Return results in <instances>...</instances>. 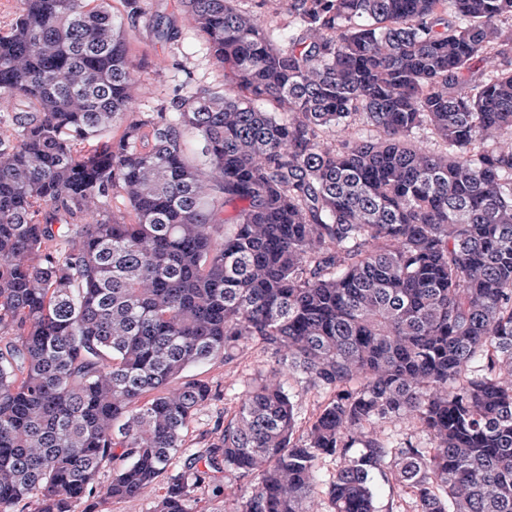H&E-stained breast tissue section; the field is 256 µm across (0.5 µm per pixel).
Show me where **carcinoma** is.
Here are the masks:
<instances>
[{
  "label": "carcinoma",
  "mask_w": 512,
  "mask_h": 512,
  "mask_svg": "<svg viewBox=\"0 0 512 512\" xmlns=\"http://www.w3.org/2000/svg\"><path fill=\"white\" fill-rule=\"evenodd\" d=\"M118 2L0 32V512H213L227 472L237 512H321L327 457L326 512L388 473L415 512H512V0H266L286 30L178 0L224 83L168 112L124 29L173 32ZM249 345L281 369L167 475L212 398L185 371ZM297 374L329 394L303 428ZM153 506L154 500L150 495L118 504H112V501L90 499L80 507L78 512H152Z\"/></svg>",
  "instance_id": "obj_1"
}]
</instances>
